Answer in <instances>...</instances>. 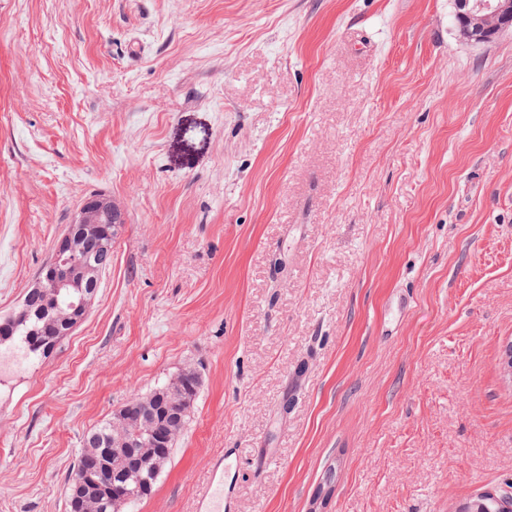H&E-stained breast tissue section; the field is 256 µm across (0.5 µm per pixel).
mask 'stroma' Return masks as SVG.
Masks as SVG:
<instances>
[{
    "label": "stroma",
    "mask_w": 512,
    "mask_h": 512,
    "mask_svg": "<svg viewBox=\"0 0 512 512\" xmlns=\"http://www.w3.org/2000/svg\"><path fill=\"white\" fill-rule=\"evenodd\" d=\"M454 15L0 0V314L89 195L125 219L83 320L0 370V512H66L85 434L188 365L187 430L134 512H194L228 448L239 512L512 488V31L470 44Z\"/></svg>",
    "instance_id": "1"
}]
</instances>
